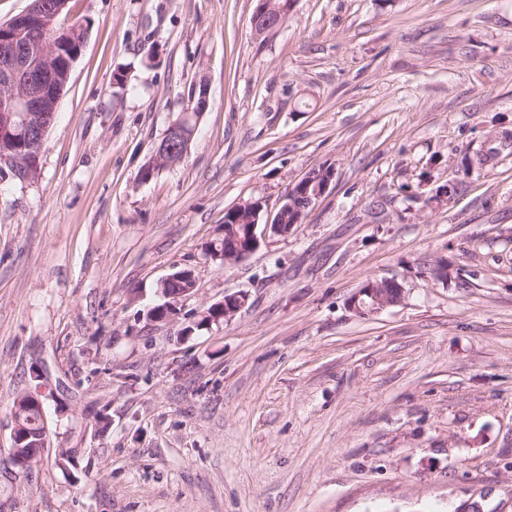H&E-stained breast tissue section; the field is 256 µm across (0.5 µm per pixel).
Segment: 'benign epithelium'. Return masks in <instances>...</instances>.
Wrapping results in <instances>:
<instances>
[{"mask_svg": "<svg viewBox=\"0 0 512 512\" xmlns=\"http://www.w3.org/2000/svg\"><path fill=\"white\" fill-rule=\"evenodd\" d=\"M258 5L251 19V27L258 37L266 36L279 29L293 12L297 0L279 3L278 0H257ZM68 0H54L45 4L35 0L21 14L6 23H0V134L7 133L27 141L40 144L45 140L50 116L58 109L63 88L70 79L72 65L78 54L67 60L65 72L57 71L59 44L54 41L34 43L28 39L34 28H50L57 21ZM192 136L184 132L178 122L170 125L166 140L157 147L149 168L159 165L171 166L179 162L188 150ZM9 166L12 171L22 174L23 181L30 182L40 174L39 160L13 154L0 153V164ZM328 166L312 168L305 177L289 188L275 217L263 219L264 206H251L245 201L233 208L231 214L243 222L247 244L236 247L233 252H218L224 263H236L249 257L258 249L266 236H286L293 225L302 221L303 210L294 206V201L302 198L306 207H312L329 188L334 173L327 172ZM292 210L293 223H282L283 213ZM394 278L383 277L366 282L359 289V295L367 300H355L352 310L360 315L378 313L401 302L404 291H392ZM248 302V294L236 292L224 296V301L212 305L219 312L218 319L228 320L243 309ZM176 304L168 302L162 308L152 307L147 312L148 320L162 322L174 316Z\"/></svg>", "mask_w": 512, "mask_h": 512, "instance_id": "obj_1", "label": "benign epithelium"}]
</instances>
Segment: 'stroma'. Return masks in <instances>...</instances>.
<instances>
[{"label":"stroma","instance_id":"35a3bbf8","mask_svg":"<svg viewBox=\"0 0 512 512\" xmlns=\"http://www.w3.org/2000/svg\"><path fill=\"white\" fill-rule=\"evenodd\" d=\"M255 5L59 16L87 34L39 177L0 170V512H512V153L464 174L512 132V0H298L262 38ZM202 84L186 156L142 179ZM322 164L292 234L210 257L228 209L275 215ZM176 269L195 290L146 320ZM382 277L403 301L355 314ZM237 291L245 308L193 330ZM35 366L66 470L11 462ZM176 279H185V280H191L194 281V285L191 288H186V290L177 298V300L173 302H167L166 305L162 306V308L152 307L147 312V318L148 320L152 322H162L169 320L172 316L175 315V313H172V311L176 310V304L178 303V300L182 297H185L189 295L195 288V279L189 270H178L175 271L169 275H167L162 281H161V288L160 293L163 296V298H169V296L165 293V288H163L167 283L174 281Z\"/></svg>","mask_w":512,"mask_h":512}]
</instances>
